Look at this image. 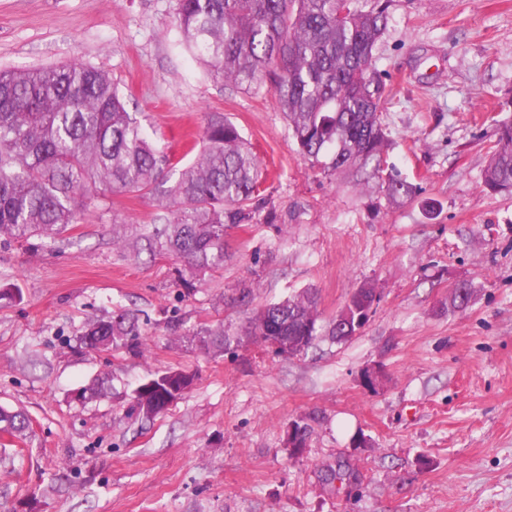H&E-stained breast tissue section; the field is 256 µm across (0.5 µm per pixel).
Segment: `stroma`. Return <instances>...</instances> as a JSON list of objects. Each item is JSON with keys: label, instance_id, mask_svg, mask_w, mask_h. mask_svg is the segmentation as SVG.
Returning a JSON list of instances; mask_svg holds the SVG:
<instances>
[{"label": "stroma", "instance_id": "35a3bbf8", "mask_svg": "<svg viewBox=\"0 0 512 512\" xmlns=\"http://www.w3.org/2000/svg\"><path fill=\"white\" fill-rule=\"evenodd\" d=\"M177 8L0 0V68H99L179 155L224 113L265 167L252 220L227 229L224 266L201 281L113 246L115 226L154 222L136 193H106L55 239L0 243V284L22 294L0 300V406L30 418L24 437L0 434V512H512V195L482 184L512 93V0H392L375 55L386 161L417 188L399 202L379 180L311 166L268 88L207 79ZM462 282L473 299L451 308ZM366 284L377 300L348 342L278 357L246 333L257 304L313 289L326 323ZM121 308L143 355L80 344L87 318ZM217 329L240 337L234 353L188 338ZM169 368L190 389L132 415L136 387ZM95 381L105 394L76 401ZM339 462L356 479L325 482Z\"/></svg>", "mask_w": 512, "mask_h": 512}]
</instances>
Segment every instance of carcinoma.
<instances>
[{
	"label": "carcinoma",
	"instance_id": "obj_1",
	"mask_svg": "<svg viewBox=\"0 0 512 512\" xmlns=\"http://www.w3.org/2000/svg\"><path fill=\"white\" fill-rule=\"evenodd\" d=\"M390 0H178L180 44L212 79L240 88L269 86L288 119L300 154L329 172L373 165L392 199L413 187L386 166L381 121L384 86L375 49L389 21ZM202 147L184 157L157 149L128 112L105 72L80 61L0 69V239L52 238L97 206L100 192L154 195L176 174L148 232H124L115 243L137 259L171 256L192 275L224 267V232L252 219L262 167L238 127L208 116ZM483 188L512 193V116L500 121ZM314 295L261 305L252 336L318 339ZM80 342L93 349L143 353L138 318L122 311L88 325ZM179 370L158 371L135 389L137 415L150 420L172 396ZM27 427L20 411L0 406V433Z\"/></svg>",
	"mask_w": 512,
	"mask_h": 512
}]
</instances>
